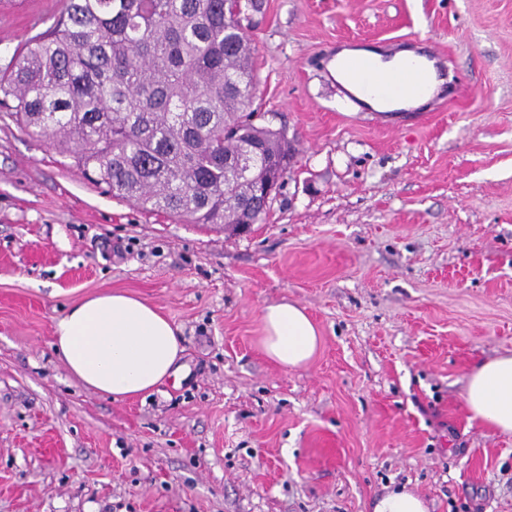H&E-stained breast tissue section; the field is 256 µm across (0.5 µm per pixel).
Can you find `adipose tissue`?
Instances as JSON below:
<instances>
[{"label": "adipose tissue", "instance_id": "adipose-tissue-1", "mask_svg": "<svg viewBox=\"0 0 512 512\" xmlns=\"http://www.w3.org/2000/svg\"><path fill=\"white\" fill-rule=\"evenodd\" d=\"M262 323L264 353L280 366L301 367L316 353L318 330L297 304L266 306ZM52 346L84 385L117 399L151 391L176 372L183 352L176 328L155 305L119 291L71 306L55 324ZM464 400L471 421L512 433V354L475 366Z\"/></svg>", "mask_w": 512, "mask_h": 512}]
</instances>
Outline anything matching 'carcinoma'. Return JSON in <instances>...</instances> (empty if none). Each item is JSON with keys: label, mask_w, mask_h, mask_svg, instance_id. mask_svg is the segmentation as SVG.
<instances>
[{"label": "carcinoma", "mask_w": 512, "mask_h": 512, "mask_svg": "<svg viewBox=\"0 0 512 512\" xmlns=\"http://www.w3.org/2000/svg\"><path fill=\"white\" fill-rule=\"evenodd\" d=\"M226 0H64L0 74V105L115 197L183 224L239 229L246 183L290 158L284 133L254 123L249 29Z\"/></svg>", "instance_id": "1"}]
</instances>
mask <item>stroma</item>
I'll use <instances>...</instances> for the list:
<instances>
[{"label": "stroma", "instance_id": "stroma-1", "mask_svg": "<svg viewBox=\"0 0 512 512\" xmlns=\"http://www.w3.org/2000/svg\"><path fill=\"white\" fill-rule=\"evenodd\" d=\"M63 0L0 11V70ZM257 122L294 160L239 235L112 196L0 107V512H512V434L466 378L512 352V0H262ZM435 49L447 90L386 123L338 51ZM124 291L178 329L184 375L116 400L51 347L74 303ZM303 307L305 366L261 348ZM262 323L264 353L280 366L299 368L316 353L318 330L305 309L297 304L281 302L266 306ZM372 508V512H428L426 502L404 485L386 487Z\"/></svg>", "mask_w": 512, "mask_h": 512}]
</instances>
